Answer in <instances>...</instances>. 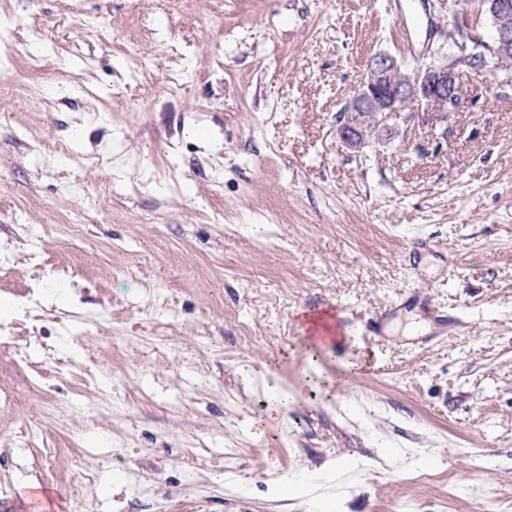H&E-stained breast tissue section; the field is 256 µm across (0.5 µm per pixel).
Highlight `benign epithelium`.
<instances>
[{"label":"benign epithelium","mask_w":512,"mask_h":512,"mask_svg":"<svg viewBox=\"0 0 512 512\" xmlns=\"http://www.w3.org/2000/svg\"><path fill=\"white\" fill-rule=\"evenodd\" d=\"M493 41L483 45L486 53L459 56L449 62L425 65L416 70L407 84L389 85L386 76L398 67L395 57L379 53L366 64V78L346 102L343 117L339 119L337 136L347 147L361 145L353 118L370 113L379 118L384 127L405 111L402 104L412 103V109L425 112L433 119L445 121L457 111L462 94L461 75L479 71L486 65L485 54L499 62L512 61V0H493L491 6Z\"/></svg>","instance_id":"1"}]
</instances>
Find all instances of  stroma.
<instances>
[{
	"instance_id": "1",
	"label": "stroma",
	"mask_w": 512,
	"mask_h": 512,
	"mask_svg": "<svg viewBox=\"0 0 512 512\" xmlns=\"http://www.w3.org/2000/svg\"><path fill=\"white\" fill-rule=\"evenodd\" d=\"M464 17L490 38L472 0H0V512H512V64L336 135L371 56L448 61ZM417 291L461 324L409 333ZM330 307L348 352L307 339Z\"/></svg>"
}]
</instances>
